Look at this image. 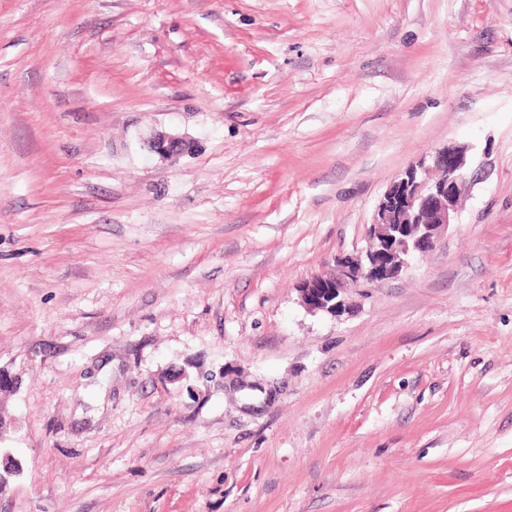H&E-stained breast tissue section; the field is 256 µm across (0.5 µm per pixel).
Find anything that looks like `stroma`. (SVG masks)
I'll return each instance as SVG.
<instances>
[{"label": "stroma", "mask_w": 512, "mask_h": 512, "mask_svg": "<svg viewBox=\"0 0 512 512\" xmlns=\"http://www.w3.org/2000/svg\"><path fill=\"white\" fill-rule=\"evenodd\" d=\"M447 144L455 224L309 312ZM0 370V512H512V0H0ZM148 146L161 157L180 156L194 149V142L179 134L157 132L147 140Z\"/></svg>", "instance_id": "obj_1"}]
</instances>
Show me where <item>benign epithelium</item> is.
I'll use <instances>...</instances> for the list:
<instances>
[{
	"mask_svg": "<svg viewBox=\"0 0 512 512\" xmlns=\"http://www.w3.org/2000/svg\"><path fill=\"white\" fill-rule=\"evenodd\" d=\"M147 143L161 157L194 149L187 137L167 132L151 135ZM465 180V151L456 145L438 148L409 164L378 204L369 227L370 246L358 255L335 259L332 268L303 283L300 296L306 309L339 316L349 307L348 289L400 277L454 223Z\"/></svg>",
	"mask_w": 512,
	"mask_h": 512,
	"instance_id": "obj_1",
	"label": "benign epithelium"
}]
</instances>
